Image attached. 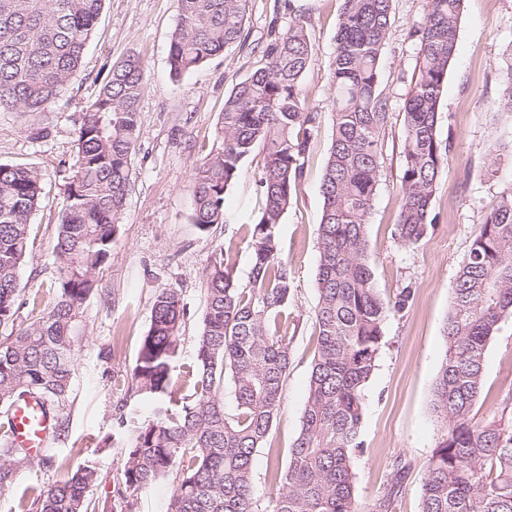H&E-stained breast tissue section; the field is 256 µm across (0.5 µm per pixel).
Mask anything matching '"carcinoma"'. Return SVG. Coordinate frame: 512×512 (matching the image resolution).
<instances>
[{
	"label": "carcinoma",
	"instance_id": "cac0c4a2",
	"mask_svg": "<svg viewBox=\"0 0 512 512\" xmlns=\"http://www.w3.org/2000/svg\"><path fill=\"white\" fill-rule=\"evenodd\" d=\"M248 0H180L169 49L179 77L239 42ZM392 0H342L330 78L336 89L332 141L320 186L315 352L301 429L285 468L274 467L275 491L254 495L253 459L267 447L292 364L288 308L293 275L277 227L297 198L321 112L309 107L302 76L311 60L304 18L271 35L261 65L224 100L215 142L194 173L193 222L224 223V199L242 163L263 155L262 205L249 225V281L234 278L224 256L203 272L206 307L194 361L173 376L187 309L173 288L157 292L131 380L151 403L133 413L122 483L139 490L175 474L170 512H390L400 474L369 506L357 497L352 466L363 448L364 389L382 348L387 320L405 312L407 284L381 297L368 260L367 227L379 181L387 99L379 60ZM464 0H428L425 22L412 31L421 65L405 101L401 205L395 234L411 248L429 232L430 206L450 145L438 135L441 96L458 45ZM103 0H0V112L31 116L54 104L79 68ZM146 67L138 57L112 65L77 130L78 165L70 177L54 246L58 296L25 331L0 340V411L34 399L61 438L70 402L73 329L112 255L138 141V101ZM498 107L512 112V63ZM41 198L37 172L0 163V325L14 320L17 269L30 248L29 222ZM443 326L446 350L432 390L440 437L427 461L421 512H512V413L477 421L485 357L500 324L512 317V197L486 214L451 286ZM230 389L226 406L223 390ZM0 420V490L35 457L11 443ZM99 473L92 460L63 483L30 487L19 512H96L87 498Z\"/></svg>",
	"mask_w": 512,
	"mask_h": 512
}]
</instances>
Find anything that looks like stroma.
Wrapping results in <instances>:
<instances>
[{
	"instance_id": "stroma-1",
	"label": "stroma",
	"mask_w": 512,
	"mask_h": 512,
	"mask_svg": "<svg viewBox=\"0 0 512 512\" xmlns=\"http://www.w3.org/2000/svg\"><path fill=\"white\" fill-rule=\"evenodd\" d=\"M179 6L180 0H104L83 62L64 96L34 117L0 112V162L33 167L43 189L30 220L33 247L18 270V310L13 322L0 326L1 337L29 327L58 296L53 249L65 185L78 162L76 133L84 112L108 80L113 63L138 57L146 65L147 86L138 102V146L120 229L75 330L68 428L63 440L49 446L51 465L20 470L14 485L0 491V512H16L28 486L65 480L90 458L102 475L87 493L91 503L108 508L116 504L124 512H168L173 478L137 491L124 489L121 482L122 419L142 406L132 389L131 372L159 288L177 289L186 305L178 355L185 364L195 356L205 309L204 269L216 256H224L237 281L247 284L251 255L246 230L261 207L257 173L262 155L254 153L243 162L225 195L223 223L205 230L191 219L194 172L213 145L225 97L257 67L270 31L286 30L295 16H304L311 44L302 79L308 104L324 113L332 108L329 65L342 0H248L240 43L176 80L168 55ZM426 13L427 0H393L380 60L388 119L368 228L369 261L381 295L410 284L416 296L408 310L385 325L386 344L365 389L364 447L353 458L359 498L366 504L382 492L395 464L403 465L394 512H421L426 461L440 430L431 396L445 353L442 328L451 306V284L486 213L512 196V114L496 106L500 74L512 59V0H466L458 22V53L448 67L442 95L439 135L451 150L431 202L434 223L411 249L394 235L401 204L405 101L420 66L419 44L411 32ZM331 137V123L323 121L310 144L298 196L278 226L281 253L294 276L288 320L293 359L271 446L260 449L253 462L254 492L261 500L272 490L269 463H288L307 398L318 301L320 184ZM509 399L512 319L488 346L484 392L474 408L477 418L497 412Z\"/></svg>"
}]
</instances>
